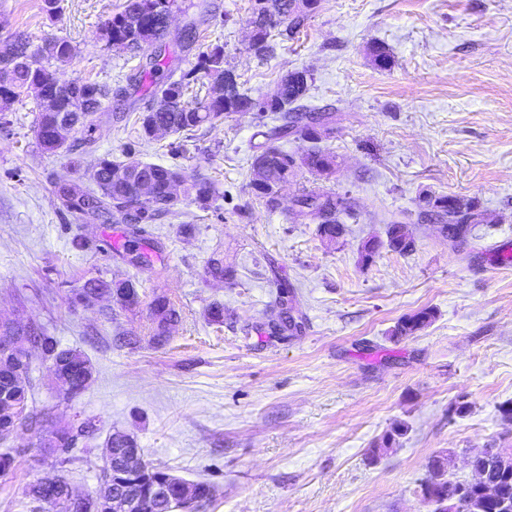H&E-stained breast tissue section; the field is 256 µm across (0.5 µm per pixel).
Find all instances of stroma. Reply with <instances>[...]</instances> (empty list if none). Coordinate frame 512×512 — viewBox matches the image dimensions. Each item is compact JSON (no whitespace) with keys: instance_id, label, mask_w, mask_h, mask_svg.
I'll list each match as a JSON object with an SVG mask.
<instances>
[{"instance_id":"stroma-1","label":"stroma","mask_w":512,"mask_h":512,"mask_svg":"<svg viewBox=\"0 0 512 512\" xmlns=\"http://www.w3.org/2000/svg\"><path fill=\"white\" fill-rule=\"evenodd\" d=\"M125 3L61 0L52 20L41 0H0V47L19 33L34 46L65 38L75 52L50 62L57 77L117 92L83 151L41 150L33 98L0 112V323H38L59 348L87 355L93 378L68 399L32 351L31 404L48 409L49 429L96 425L62 460L30 429L0 440V453L16 458L0 474V512H27V487L47 477L96 490L115 432L134 437L153 465L209 482L213 497L197 512H433L420 492L433 459L451 456L448 479L465 482L471 456L512 449V420L499 411L512 402V264L500 262L512 252V0H320L300 27L273 30L268 59L249 49L254 0H176L160 45L137 52L98 38ZM217 44L254 99L307 73L306 111L336 115L319 142L336 156L333 175L298 169L272 206L252 194L253 157L278 124L272 112L140 137L132 116L153 104L132 83L140 66L158 54L177 78ZM375 44L389 51L387 67L375 64ZM107 154L217 186L208 208L184 197L175 213L140 225L147 269L122 257L129 224L76 220L57 195L88 182ZM304 189L351 202L335 245L317 220L295 216ZM441 195L474 203L466 239L448 241L425 214L424 197ZM393 220L407 224L414 250L384 246L362 264L363 243ZM217 253L233 280L207 275ZM92 278L132 279L141 305L73 303ZM281 284L295 292L300 331L273 329ZM158 293L182 311L160 345L147 308ZM216 302L220 324L208 316ZM424 309L434 312L427 326L394 336ZM461 395L469 410L460 416ZM398 426L396 444L372 457Z\"/></svg>"}]
</instances>
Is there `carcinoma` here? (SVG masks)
<instances>
[{
	"label": "carcinoma",
	"mask_w": 512,
	"mask_h": 512,
	"mask_svg": "<svg viewBox=\"0 0 512 512\" xmlns=\"http://www.w3.org/2000/svg\"><path fill=\"white\" fill-rule=\"evenodd\" d=\"M291 0H265L258 16L251 18L250 42L252 50L260 57L273 54L272 30L282 23L292 28L301 25L304 16L314 11L319 0L301 11L290 7ZM173 0H127L122 12L108 19L100 28V40L106 45L129 51H139L160 40L168 27ZM29 41L18 39L0 49V112H6L22 96H31L39 103L36 118V136L41 149L47 154H55L69 148L75 129L66 120L73 101L82 99L81 113L84 122L79 129L92 130L96 126L97 113L103 110L105 101L112 98V88L97 81L85 80L80 85H63L55 72L43 64L51 59L68 58L74 54V46L64 38H45L39 48L37 65L29 68L17 62L25 54ZM203 70L210 81L213 92L202 102L193 105L186 101L191 81L196 79L197 70ZM234 71L226 67L224 47L214 46L204 54L199 68L183 73L173 80L162 72L160 60L150 61V67L143 70L149 78V89L158 98L156 106L141 113L136 118L140 136L145 140H155L164 134L192 132L203 126H214L233 112H281L283 124L274 128L269 135L271 140L285 139L291 135L310 142L321 140V129L333 122L329 113L311 116L305 112H295L291 105L301 100L307 90V80L296 82L288 75L278 85L275 98L253 99L239 89L238 82L225 83V77ZM255 176L250 185L252 193L266 204H274V188L288 182L296 170L302 166L321 175L329 176L336 170V157L313 146L303 154H290L274 144L263 146L253 161ZM91 181L98 193L76 184H64L58 194L65 201L69 211L80 219L92 215L108 223L115 219L130 223L153 221L157 217L173 212L179 199L173 186L180 184L183 192L204 209L214 194V184L205 179L188 181L180 170L158 164L144 163L134 158L123 161L108 156L100 158L93 168ZM445 197L427 198L425 202L437 211V218L444 221L448 239L461 241L466 238L469 223L474 217V205L461 203L459 208L439 210V203ZM299 216L317 218L325 213L333 216L326 224L325 231L332 233L340 225L339 214L351 209L346 199L332 193L316 190H302L294 198ZM388 246L400 253L412 250L413 240L405 225L399 222L389 224ZM129 263L137 267L150 265V256L137 244L126 245ZM136 288L130 279H92L78 288L73 302L90 307L105 295L111 296L117 304L126 308L125 295ZM149 312L155 325L153 342L159 344L167 339L172 326L181 321V313L176 305L164 294H157L149 304ZM433 312L422 310L399 321L394 329L396 336H408L426 325ZM41 350L45 356L57 362L59 372L70 371L73 377L68 391L74 394L86 388L92 377L89 359L76 349H60L51 336L39 335ZM29 386L24 378L9 375V369L0 365V435L9 431L16 417L15 408L25 407V426L38 428L42 425L43 411L29 405ZM451 460L439 459L431 463L432 472L430 493L440 499L446 497L455 501L454 512H501L500 502L488 498L482 489L464 482H453L443 478ZM475 466L484 474V484L494 486L501 496L512 498V456L486 461L475 460ZM162 476L159 471L153 474L127 476L123 481L139 492L150 487ZM182 505V492L170 486L169 495L156 505L157 512H173Z\"/></svg>",
	"instance_id": "carcinoma-1"
}]
</instances>
